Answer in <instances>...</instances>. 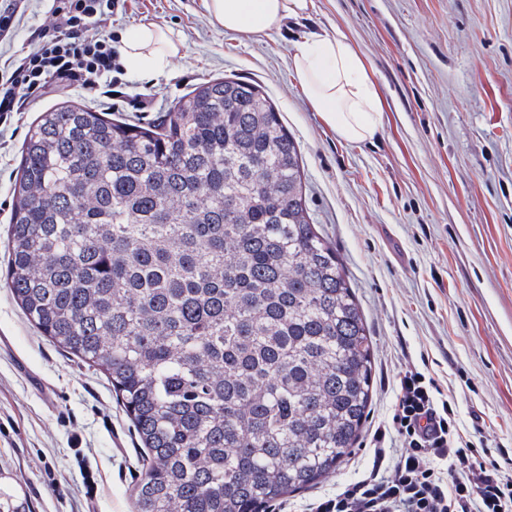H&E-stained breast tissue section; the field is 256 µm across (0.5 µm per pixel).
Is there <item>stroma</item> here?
Segmentation results:
<instances>
[{
  "mask_svg": "<svg viewBox=\"0 0 512 512\" xmlns=\"http://www.w3.org/2000/svg\"><path fill=\"white\" fill-rule=\"evenodd\" d=\"M307 17L261 36L230 32L204 0H133L113 15L116 43L152 22L181 38L167 70L124 73L112 114L147 122L194 84H260L300 145L309 211L335 246L375 353L366 427L388 417L400 371L433 377L456 404L460 435L512 458V0H314ZM341 34L378 93L382 127L336 135L295 75L296 42ZM44 96L0 128V273L21 146ZM362 436L343 466L275 501L306 512L370 465ZM144 451L105 377L26 320L0 283V501L12 512H132ZM97 479L86 498L82 470Z\"/></svg>",
  "mask_w": 512,
  "mask_h": 512,
  "instance_id": "stroma-1",
  "label": "stroma"
}]
</instances>
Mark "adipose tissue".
<instances>
[{"instance_id":"adipose-tissue-1","label":"adipose tissue","mask_w":512,"mask_h":512,"mask_svg":"<svg viewBox=\"0 0 512 512\" xmlns=\"http://www.w3.org/2000/svg\"><path fill=\"white\" fill-rule=\"evenodd\" d=\"M312 0H205L210 17L229 31L263 34L306 15ZM179 44L169 30L148 23L128 37L127 69L138 75L164 72ZM296 77L310 105L336 134L350 142L371 139L381 124L372 82L352 45L340 35L314 33L295 46Z\"/></svg>"}]
</instances>
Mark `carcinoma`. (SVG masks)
I'll use <instances>...</instances> for the list:
<instances>
[{"label": "carcinoma", "instance_id": "1", "mask_svg": "<svg viewBox=\"0 0 512 512\" xmlns=\"http://www.w3.org/2000/svg\"><path fill=\"white\" fill-rule=\"evenodd\" d=\"M301 163L234 77L152 122L65 100L27 131L5 286L111 383L145 451L134 512H263L362 436L373 341Z\"/></svg>", "mask_w": 512, "mask_h": 512}]
</instances>
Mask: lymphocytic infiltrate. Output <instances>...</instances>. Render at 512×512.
Listing matches in <instances>:
<instances>
[{"mask_svg":"<svg viewBox=\"0 0 512 512\" xmlns=\"http://www.w3.org/2000/svg\"><path fill=\"white\" fill-rule=\"evenodd\" d=\"M46 18L30 50L12 46L31 0H0V124L12 123L31 99L78 89L112 105L119 52L109 27L127 0H48ZM401 444L398 455L387 436ZM370 467L336 493L314 499L309 512H512V474L459 434L447 394L417 370L400 373L387 421L371 434Z\"/></svg>","mask_w":512,"mask_h":512,"instance_id":"f902f5d3","label":"lymphocytic infiltrate"}]
</instances>
